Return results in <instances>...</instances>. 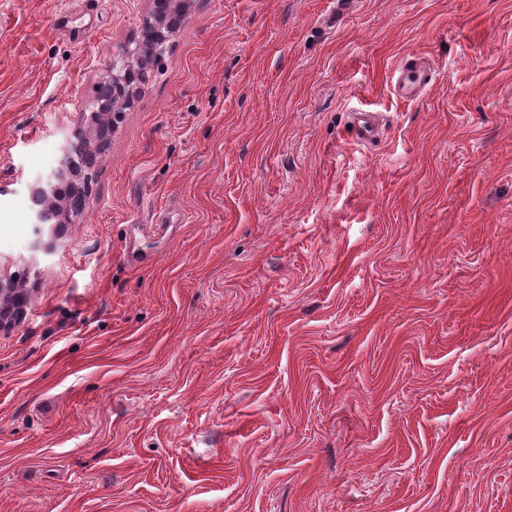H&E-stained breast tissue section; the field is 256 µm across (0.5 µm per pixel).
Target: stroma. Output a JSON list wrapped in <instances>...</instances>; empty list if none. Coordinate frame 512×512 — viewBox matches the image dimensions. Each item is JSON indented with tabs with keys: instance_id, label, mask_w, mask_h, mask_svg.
Wrapping results in <instances>:
<instances>
[{
	"instance_id": "stroma-1",
	"label": "stroma",
	"mask_w": 512,
	"mask_h": 512,
	"mask_svg": "<svg viewBox=\"0 0 512 512\" xmlns=\"http://www.w3.org/2000/svg\"><path fill=\"white\" fill-rule=\"evenodd\" d=\"M150 8L0 0V512H512V0H187L30 251ZM394 76L395 91L400 97L410 101L416 99L434 81V71L428 60L416 53L407 55L401 61ZM351 137L361 142H369L376 138L377 122L371 112H356L353 114L349 128Z\"/></svg>"
}]
</instances>
